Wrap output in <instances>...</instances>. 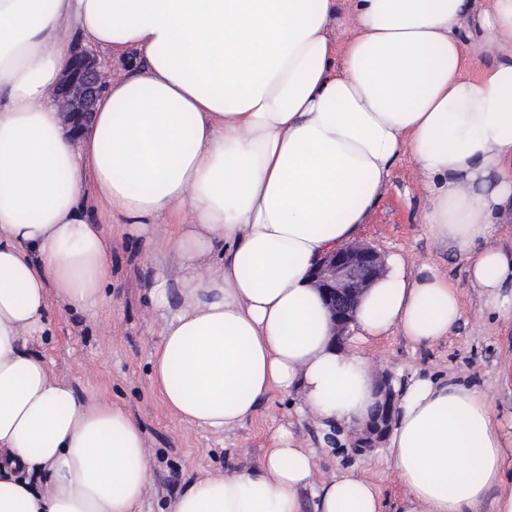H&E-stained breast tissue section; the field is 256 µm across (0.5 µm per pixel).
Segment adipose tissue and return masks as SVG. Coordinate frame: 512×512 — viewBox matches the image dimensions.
Wrapping results in <instances>:
<instances>
[{
  "label": "adipose tissue",
  "mask_w": 512,
  "mask_h": 512,
  "mask_svg": "<svg viewBox=\"0 0 512 512\" xmlns=\"http://www.w3.org/2000/svg\"><path fill=\"white\" fill-rule=\"evenodd\" d=\"M350 2L337 69L338 0H0V512H133L151 480L135 419L29 347L50 300L90 315L107 302L111 245L89 202L120 224L190 214L154 248L183 275L150 286L164 316L151 380L180 420L216 432L276 391L328 431L367 419L374 367L333 343L309 273L357 239L400 155L423 177L422 223L489 312L512 307L497 240L512 223V0ZM72 32L127 66L77 150L52 104ZM462 319L453 282L396 260L355 338L432 345ZM397 408L401 512H512V418L454 378L412 380ZM316 468L283 431L258 465L190 482L171 512H384L367 479L316 485ZM349 1H340V8L338 10V20L329 33V37L337 47L336 58L334 64L336 68L343 65L342 50L347 42L352 38L356 29V18L353 10L350 7Z\"/></svg>",
  "instance_id": "ef3b65f1"
}]
</instances>
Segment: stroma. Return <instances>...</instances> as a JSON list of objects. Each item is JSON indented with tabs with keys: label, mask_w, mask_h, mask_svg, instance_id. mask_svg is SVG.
Segmentation results:
<instances>
[{
	"label": "stroma",
	"mask_w": 512,
	"mask_h": 512,
	"mask_svg": "<svg viewBox=\"0 0 512 512\" xmlns=\"http://www.w3.org/2000/svg\"><path fill=\"white\" fill-rule=\"evenodd\" d=\"M420 182L411 157H400L391 169L387 192L359 238L383 256L402 257L407 273L417 274L427 265L447 276L461 290L463 320L453 336L431 346L415 345L395 332L362 345L351 340L346 348L362 350L376 369L392 374L394 385L415 377L452 376L484 393L496 414H507L512 411V393L499 377L512 367V309L488 313L453 247L421 224L429 200ZM89 212L112 243L109 301L93 316L50 301L46 331L32 348L45 357L54 377L69 381L79 392L111 401L141 426L153 477L138 512H170L175 498L196 478L257 465L283 428L297 446L317 451L315 483L328 481L338 470H354L375 485L386 512H397L403 490L386 461V448L354 451L349 429H323L316 417L299 412L296 396L273 393L254 415L221 433L173 415L151 382L152 355L164 318L148 288L161 271L152 258L153 247L176 226L152 224L143 232L113 223L97 205H90Z\"/></svg>",
	"instance_id": "stroma-1"
}]
</instances>
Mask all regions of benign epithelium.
<instances>
[{
	"label": "benign epithelium",
	"instance_id": "obj_1",
	"mask_svg": "<svg viewBox=\"0 0 512 512\" xmlns=\"http://www.w3.org/2000/svg\"><path fill=\"white\" fill-rule=\"evenodd\" d=\"M104 82L98 62L87 50L75 52L70 69L58 83L53 101L73 137L91 122ZM385 272L382 254L372 245L351 241L326 253L311 271V283L330 313L333 339L343 343L364 293ZM396 393L388 372L377 376L375 403L355 433L352 447L359 452L380 447L395 420Z\"/></svg>",
	"mask_w": 512,
	"mask_h": 512
}]
</instances>
